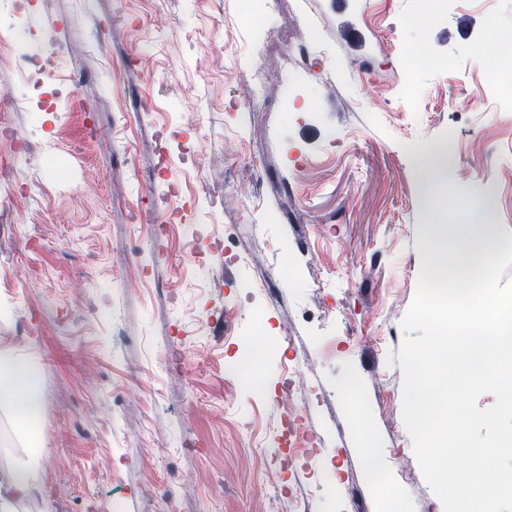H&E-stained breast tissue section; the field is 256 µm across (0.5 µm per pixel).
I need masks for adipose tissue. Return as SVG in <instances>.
I'll list each match as a JSON object with an SVG mask.
<instances>
[{
  "instance_id": "1",
  "label": "adipose tissue",
  "mask_w": 512,
  "mask_h": 512,
  "mask_svg": "<svg viewBox=\"0 0 512 512\" xmlns=\"http://www.w3.org/2000/svg\"><path fill=\"white\" fill-rule=\"evenodd\" d=\"M0 406L9 407L12 420L29 448L40 447L44 401L31 359L13 346L0 343Z\"/></svg>"
}]
</instances>
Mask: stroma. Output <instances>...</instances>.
<instances>
[{
	"label": "stroma",
	"instance_id": "35a3bbf8",
	"mask_svg": "<svg viewBox=\"0 0 512 512\" xmlns=\"http://www.w3.org/2000/svg\"><path fill=\"white\" fill-rule=\"evenodd\" d=\"M309 18L321 51L283 65ZM251 23L247 0H0V343L46 405L36 461L0 407L24 512H443L403 421L402 321L432 225L483 196L478 223L512 234V106L488 85L512 0H281L264 39ZM419 164L424 172L430 170H446L452 162V155L446 147H436L435 145L425 152L419 154Z\"/></svg>",
	"mask_w": 512,
	"mask_h": 512
}]
</instances>
